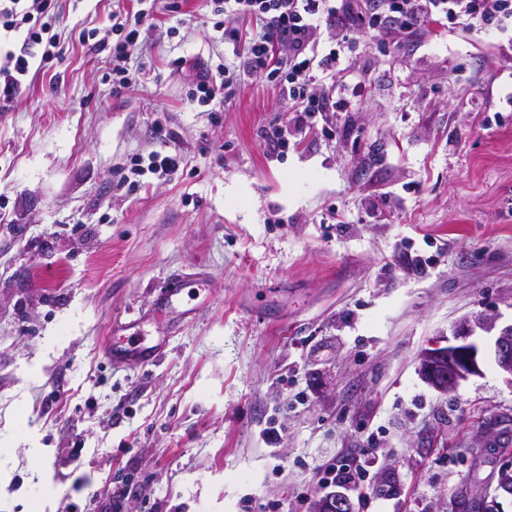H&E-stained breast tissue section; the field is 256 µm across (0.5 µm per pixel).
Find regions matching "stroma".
<instances>
[{"label":"stroma","mask_w":512,"mask_h":512,"mask_svg":"<svg viewBox=\"0 0 512 512\" xmlns=\"http://www.w3.org/2000/svg\"><path fill=\"white\" fill-rule=\"evenodd\" d=\"M167 2L120 88L112 15L136 0H58L60 60L0 105V512H314L321 469L350 455L370 471L354 512H458L463 494L512 512L494 361L512 324V52L491 32L354 36L362 96L301 127L259 79L190 101L258 25ZM155 150L184 162L129 189ZM199 272L147 326L165 357L112 366L113 322ZM464 322L482 373L443 395L419 355Z\"/></svg>","instance_id":"1"}]
</instances>
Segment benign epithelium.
I'll list each match as a JSON object with an SVG mask.
<instances>
[{
    "instance_id": "obj_1",
    "label": "benign epithelium",
    "mask_w": 512,
    "mask_h": 512,
    "mask_svg": "<svg viewBox=\"0 0 512 512\" xmlns=\"http://www.w3.org/2000/svg\"><path fill=\"white\" fill-rule=\"evenodd\" d=\"M495 363L506 380L512 383V325L503 328L495 340ZM419 372L427 384L446 394L469 377L481 374L480 349L468 341L462 325L454 336V342L422 352ZM318 512H352V506L347 497L336 492L320 501Z\"/></svg>"
}]
</instances>
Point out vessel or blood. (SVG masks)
<instances>
[{
  "label": "vessel or blood",
  "instance_id": "vessel-or-blood-1",
  "mask_svg": "<svg viewBox=\"0 0 512 512\" xmlns=\"http://www.w3.org/2000/svg\"><path fill=\"white\" fill-rule=\"evenodd\" d=\"M190 283V278L172 275L154 303L155 311L170 308ZM142 323L143 319L139 316L127 322H113L111 335L104 345V352L112 363L146 367L160 361L165 344L162 339L147 337Z\"/></svg>",
  "mask_w": 512,
  "mask_h": 512
}]
</instances>
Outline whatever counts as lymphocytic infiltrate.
<instances>
[{
    "mask_svg": "<svg viewBox=\"0 0 512 512\" xmlns=\"http://www.w3.org/2000/svg\"><path fill=\"white\" fill-rule=\"evenodd\" d=\"M216 15L230 13L256 19L259 32L237 61L208 70L190 94L193 101L207 103L216 94L232 98L233 89L248 75L273 82L280 98L307 117L322 112L346 111L351 95L364 88L362 74L352 76L349 91L329 95L316 87L319 76H333L350 67L345 48L355 33L384 43L412 37L423 30H461L479 34L496 27L512 26V0H214ZM150 15L145 10L112 16V82L127 87L134 80L126 67V49L137 41ZM58 15L54 0H0V30H25L19 52H7L0 60V99L10 101L19 93L33 57L42 62L60 58L54 31ZM332 27L336 36L329 48H321L322 27ZM288 50L286 59H276L275 46Z\"/></svg>",
    "mask_w": 512,
    "mask_h": 512,
    "instance_id": "lymphocytic-infiltrate-1",
    "label": "lymphocytic infiltrate"
}]
</instances>
